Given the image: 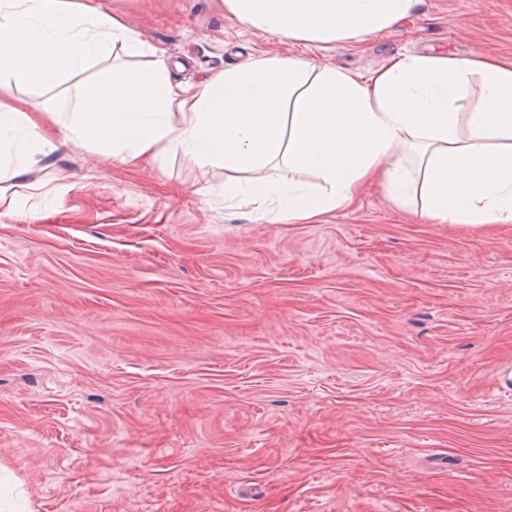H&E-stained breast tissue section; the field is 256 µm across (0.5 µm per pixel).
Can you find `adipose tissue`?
I'll return each instance as SVG.
<instances>
[{"label": "adipose tissue", "mask_w": 512, "mask_h": 512, "mask_svg": "<svg viewBox=\"0 0 512 512\" xmlns=\"http://www.w3.org/2000/svg\"><path fill=\"white\" fill-rule=\"evenodd\" d=\"M419 2L224 0V9L244 28L295 43L395 28ZM116 43L128 55L149 54L151 66L98 70L78 88L69 118L0 95V179L26 180L68 142L130 166L179 154L202 170L232 171L225 200L293 223L349 206L377 180L407 205L412 167L421 219L512 224V62L420 54L363 74L259 56L183 85L100 0H0V73L14 84L56 86ZM273 163L321 183L266 176Z\"/></svg>", "instance_id": "1"}]
</instances>
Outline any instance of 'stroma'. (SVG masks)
Wrapping results in <instances>:
<instances>
[{
    "label": "stroma",
    "mask_w": 512,
    "mask_h": 512,
    "mask_svg": "<svg viewBox=\"0 0 512 512\" xmlns=\"http://www.w3.org/2000/svg\"><path fill=\"white\" fill-rule=\"evenodd\" d=\"M168 75L257 55L367 73L512 58V0H420L363 41L280 42L222 0H103ZM91 70L15 86L66 112ZM220 167L68 143L0 183V487L19 512H512V224L383 187L318 224L225 203Z\"/></svg>",
    "instance_id": "35a3bbf8"
}]
</instances>
